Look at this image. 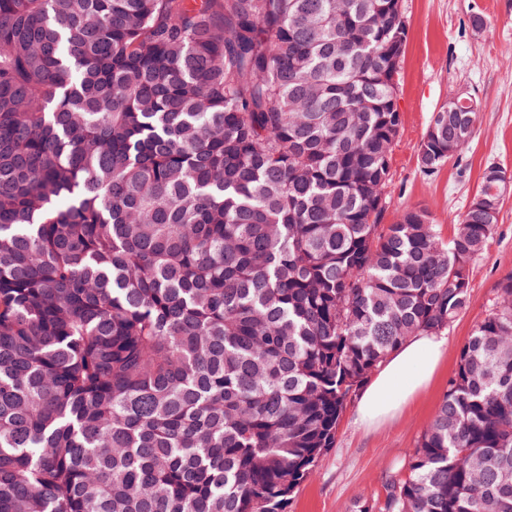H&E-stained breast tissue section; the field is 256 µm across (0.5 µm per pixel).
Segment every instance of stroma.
<instances>
[{"label": "stroma", "instance_id": "35a3bbf8", "mask_svg": "<svg viewBox=\"0 0 512 512\" xmlns=\"http://www.w3.org/2000/svg\"><path fill=\"white\" fill-rule=\"evenodd\" d=\"M407 25L396 105L402 124L391 151L385 223L409 208L429 211L448 235L469 206L486 166L512 174V0H403ZM484 17L473 29V15ZM474 98L479 117L469 145L434 173H423L418 150L433 112L450 96ZM512 272V193L502 202L485 252L471 265L466 310L444 334L446 350L429 387L391 420L367 427L349 405L336 444L319 460L288 512H347L356 498H375L431 422L454 373L459 351L488 309L498 280Z\"/></svg>", "mask_w": 512, "mask_h": 512}]
</instances>
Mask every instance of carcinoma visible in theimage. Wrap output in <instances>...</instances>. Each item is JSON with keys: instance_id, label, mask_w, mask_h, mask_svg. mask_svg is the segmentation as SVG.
<instances>
[{"instance_id": "1", "label": "carcinoma", "mask_w": 512, "mask_h": 512, "mask_svg": "<svg viewBox=\"0 0 512 512\" xmlns=\"http://www.w3.org/2000/svg\"><path fill=\"white\" fill-rule=\"evenodd\" d=\"M406 39L402 0H0V512H287L467 308L496 182L446 239L382 223ZM350 512H512V273Z\"/></svg>"}]
</instances>
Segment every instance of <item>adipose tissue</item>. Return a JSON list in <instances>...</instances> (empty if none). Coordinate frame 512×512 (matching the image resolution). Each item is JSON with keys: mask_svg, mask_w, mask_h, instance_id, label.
<instances>
[{"mask_svg": "<svg viewBox=\"0 0 512 512\" xmlns=\"http://www.w3.org/2000/svg\"><path fill=\"white\" fill-rule=\"evenodd\" d=\"M444 351L445 340L440 336L424 333L406 340L362 393L361 420L375 423L394 413L430 382Z\"/></svg>", "mask_w": 512, "mask_h": 512, "instance_id": "obj_1", "label": "adipose tissue"}]
</instances>
